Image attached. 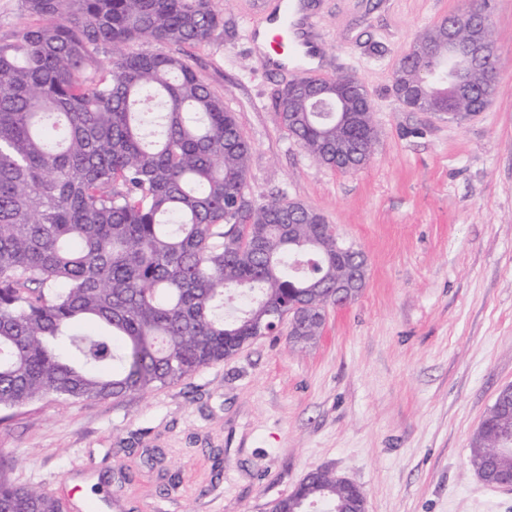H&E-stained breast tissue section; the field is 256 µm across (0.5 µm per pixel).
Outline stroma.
<instances>
[{
	"label": "stroma",
	"mask_w": 512,
	"mask_h": 512,
	"mask_svg": "<svg viewBox=\"0 0 512 512\" xmlns=\"http://www.w3.org/2000/svg\"><path fill=\"white\" fill-rule=\"evenodd\" d=\"M214 2L222 26L180 53L252 146L248 198L323 213L366 256V286L311 343L283 327L145 394L11 411L0 478L64 512H268L326 469L364 490L367 512H512L469 450L512 385V0H491L498 92L458 121L402 106L392 74L459 0H308L325 77L360 79L379 132L347 173L280 121L289 79L246 39L262 0Z\"/></svg>",
	"instance_id": "stroma-1"
}]
</instances>
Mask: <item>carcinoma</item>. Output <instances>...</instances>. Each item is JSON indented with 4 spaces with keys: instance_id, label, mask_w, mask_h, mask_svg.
I'll list each match as a JSON object with an SVG mask.
<instances>
[{
    "instance_id": "cac0c4a2",
    "label": "carcinoma",
    "mask_w": 512,
    "mask_h": 512,
    "mask_svg": "<svg viewBox=\"0 0 512 512\" xmlns=\"http://www.w3.org/2000/svg\"><path fill=\"white\" fill-rule=\"evenodd\" d=\"M39 23L0 42V410L46 398L145 393L273 333L270 311L297 305L321 332L346 253L319 211L302 206L288 237L286 201L252 206L251 145L233 113L178 53L131 44L202 45L222 22L214 0H22ZM405 78L420 80L413 55ZM350 108L366 91L352 76ZM470 98L427 90L412 110L480 109L495 93L481 71ZM283 126L342 172L336 125L294 112ZM512 435L491 408L470 439L481 465ZM362 494L317 469L272 512H343ZM0 512H63L55 497L0 479Z\"/></svg>"
}]
</instances>
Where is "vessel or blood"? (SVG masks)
<instances>
[{"mask_svg":"<svg viewBox=\"0 0 512 512\" xmlns=\"http://www.w3.org/2000/svg\"><path fill=\"white\" fill-rule=\"evenodd\" d=\"M260 25L275 23L280 32L274 35L270 45L278 47L281 43H288L289 58L281 60L272 58L263 53L258 57V63L262 68L273 70L285 67L291 68L297 78L314 76V69L304 65V58L315 55L318 46L308 32L312 23L308 15L303 14L300 0H276L273 15H262Z\"/></svg>","mask_w":512,"mask_h":512,"instance_id":"1","label":"vessel or blood"}]
</instances>
